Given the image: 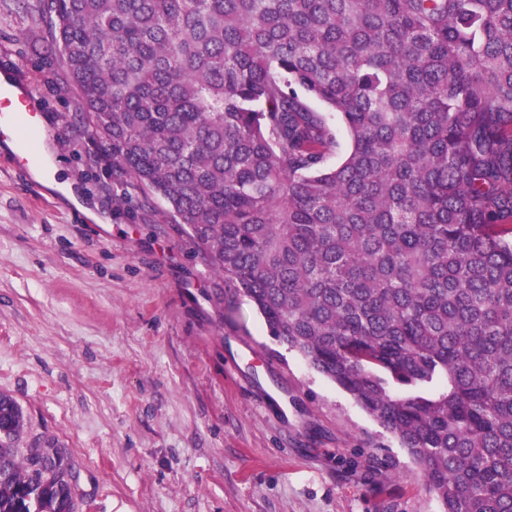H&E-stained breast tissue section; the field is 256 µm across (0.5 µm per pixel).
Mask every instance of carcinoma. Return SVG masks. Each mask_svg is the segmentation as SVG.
Wrapping results in <instances>:
<instances>
[{
  "label": "carcinoma",
  "instance_id": "carcinoma-1",
  "mask_svg": "<svg viewBox=\"0 0 512 512\" xmlns=\"http://www.w3.org/2000/svg\"><path fill=\"white\" fill-rule=\"evenodd\" d=\"M32 6L112 174L168 203L443 512H512V0ZM314 101L351 139L334 168ZM26 430L0 393V512H78L71 459Z\"/></svg>",
  "mask_w": 512,
  "mask_h": 512
}]
</instances>
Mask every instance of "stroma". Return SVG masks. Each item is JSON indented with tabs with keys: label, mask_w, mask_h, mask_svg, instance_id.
I'll return each instance as SVG.
<instances>
[{
	"label": "stroma",
	"mask_w": 512,
	"mask_h": 512,
	"mask_svg": "<svg viewBox=\"0 0 512 512\" xmlns=\"http://www.w3.org/2000/svg\"><path fill=\"white\" fill-rule=\"evenodd\" d=\"M30 0L0 69L34 87L78 196L0 148V392L72 458L81 512H442L398 439L117 181Z\"/></svg>",
	"instance_id": "35a3bbf8"
}]
</instances>
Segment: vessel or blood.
I'll use <instances>...</instances> for the list:
<instances>
[{"instance_id":"obj_1","label":"vessel or blood","mask_w":512,"mask_h":512,"mask_svg":"<svg viewBox=\"0 0 512 512\" xmlns=\"http://www.w3.org/2000/svg\"><path fill=\"white\" fill-rule=\"evenodd\" d=\"M31 99L30 88L14 91L0 87V137H15L18 151L26 159L35 157L40 139V115L30 110Z\"/></svg>"}]
</instances>
